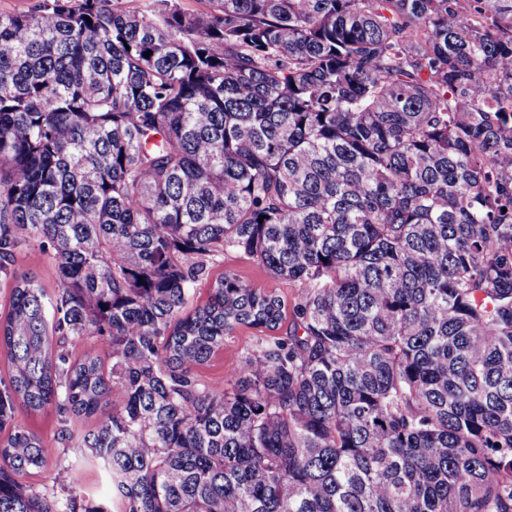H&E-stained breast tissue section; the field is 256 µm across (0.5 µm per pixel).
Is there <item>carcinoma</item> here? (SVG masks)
Masks as SVG:
<instances>
[{"label": "carcinoma", "mask_w": 512, "mask_h": 512, "mask_svg": "<svg viewBox=\"0 0 512 512\" xmlns=\"http://www.w3.org/2000/svg\"><path fill=\"white\" fill-rule=\"evenodd\" d=\"M204 2L0 13V512H512V0ZM15 268L20 272L28 271L38 276L50 293L57 288L56 277L49 257L38 248L21 251L17 255ZM224 266L235 268L245 279L268 281L264 270L252 261L231 255L225 258ZM253 334V330L246 328L237 331V337L234 339V342L224 347V355L219 354L210 362L208 367L201 368L199 372L208 378L224 380V378L230 375L237 354L251 342ZM18 419L22 420L29 428L34 429L44 435L47 439H52L58 427L55 414L49 410L47 413L27 416L20 412ZM72 475L74 485L86 499L103 504L112 512L118 510L116 504L112 503V491L101 469L74 464ZM29 485L34 491L49 498L61 499L65 493L52 482V479L47 472L32 474L27 476L22 481Z\"/></svg>", "instance_id": "obj_1"}]
</instances>
